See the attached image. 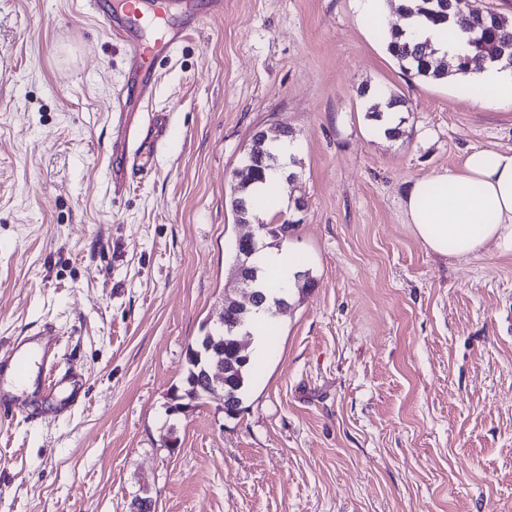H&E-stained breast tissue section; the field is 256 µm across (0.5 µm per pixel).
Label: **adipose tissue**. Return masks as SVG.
<instances>
[{"instance_id": "1", "label": "adipose tissue", "mask_w": 512, "mask_h": 512, "mask_svg": "<svg viewBox=\"0 0 512 512\" xmlns=\"http://www.w3.org/2000/svg\"><path fill=\"white\" fill-rule=\"evenodd\" d=\"M401 29L417 41L429 42L437 55L448 61L470 51L463 33L444 36L441 28L418 18H404ZM479 104L512 107V68L493 63L464 86ZM286 171H268L264 184L251 194L257 217L268 219L286 210ZM407 221L420 244L442 256L469 258L489 245L512 250V149L472 150L461 167L415 181L405 201ZM259 283L293 285L302 270L299 254L292 248L262 250L256 257Z\"/></svg>"}]
</instances>
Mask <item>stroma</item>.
Returning <instances> with one entry per match:
<instances>
[{
	"label": "stroma",
	"mask_w": 512,
	"mask_h": 512,
	"mask_svg": "<svg viewBox=\"0 0 512 512\" xmlns=\"http://www.w3.org/2000/svg\"><path fill=\"white\" fill-rule=\"evenodd\" d=\"M140 2L119 40L89 0H0V350L53 323L87 392L38 424L18 392L0 512H512V251L432 254L404 211L415 181L512 148V109L407 77L353 0ZM188 11L141 99L169 140L112 195V142L140 117L129 49ZM364 86L405 100V137L373 132ZM273 122L299 147L288 242L313 285L238 416L212 397L168 417L188 346L244 296L227 199Z\"/></svg>",
	"instance_id": "35a3bbf8"
}]
</instances>
